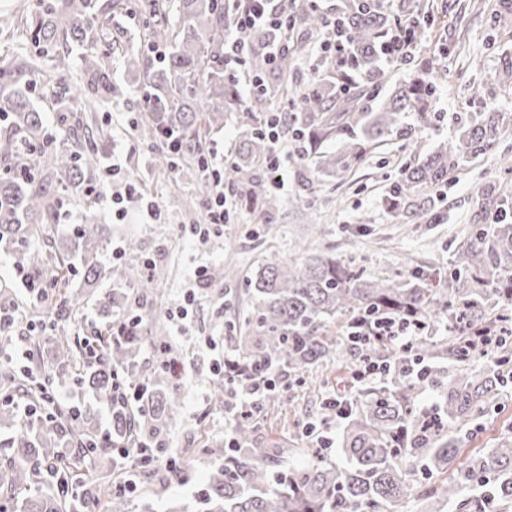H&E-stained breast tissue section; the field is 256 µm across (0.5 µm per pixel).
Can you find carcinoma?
<instances>
[{
  "label": "carcinoma",
  "instance_id": "carcinoma-1",
  "mask_svg": "<svg viewBox=\"0 0 512 512\" xmlns=\"http://www.w3.org/2000/svg\"><path fill=\"white\" fill-rule=\"evenodd\" d=\"M121 0H56L40 7L25 21L39 54L55 61L39 71L36 57L23 54L19 61L0 67V243L11 247L18 269L43 274L57 282L46 300L47 309L76 318L84 302L72 293L65 270L78 261L85 268L84 284L112 274L99 259L102 225L91 217L60 232L61 192L80 186L100 168L102 153L87 142L105 138V130L79 115L81 98L67 97L65 86L71 47H80L90 35L104 30ZM146 16L145 40L165 52L150 62L140 51L127 49L123 62L141 72L149 112L148 135H170L172 146L157 157V167L174 171L182 164L202 167L203 141L211 129L224 124V109L238 100L236 83L224 76V32L233 13L224 0H140ZM179 18L176 28L169 12ZM348 36L349 57L344 65L326 61L313 73L306 89L296 92L297 105L284 117L280 133L307 139V159L317 173L339 177L362 161L374 148L432 123L436 110L437 81L441 71L433 58L420 60L408 77L373 107L368 93L383 88L391 60L383 42L393 31L390 16L373 0H342L336 7ZM294 28L308 37L325 30L326 15L306 2L294 5ZM275 32L259 29L250 34L249 70L266 88L290 91L294 58L307 51L300 39L281 51L271 63L268 48ZM84 99L95 103L120 96L109 76L108 57L91 51L81 55ZM31 72L35 80L63 87L58 99V135L49 138L41 113L15 88L11 77ZM503 127L498 112H472L458 134L440 142L417 164L402 169L386 196L396 218L430 224L437 218L431 193L448 175L486 154L500 139ZM335 140L339 150H322ZM36 152L31 172L19 163ZM270 152L268 129L251 124L238 148L236 160L225 170L228 180L251 200L272 197L252 168ZM512 191L497 181H486L476 191L472 227L450 260L452 283L434 288L430 277L415 273L409 279L368 278L331 257L311 255L280 262L271 259L248 278L254 300L244 320L246 335L238 337L232 352L236 371L216 380L217 392L225 384H244L255 369L301 377L335 351L329 330L343 320L344 331L358 319L404 316L423 329L439 323L448 336L435 340L416 336L410 351L394 350L390 342L362 345L344 338L346 350L371 356L390 367L389 381L360 390L345 417L336 458L321 448H290L283 441L271 448L252 442L254 427L240 420L235 427L237 448L216 443L204 449L213 469L201 497V512H400L410 497L423 500L424 512H512V440L485 453L469 455L459 431L477 411L492 403L512 382V351H505L493 367L468 368L473 351L467 340L476 331L496 332L509 322L512 309ZM43 246L29 244L30 239ZM95 305L112 316L120 297L108 288L97 293ZM52 329L48 369L32 373L9 359L12 335L0 333V389L35 405L31 418L8 404L0 406V425L13 432L10 456L0 462V495L20 496L22 512H78L84 504L105 502L107 512H131L129 496L104 492L102 479L112 477L118 465L104 447L98 417L89 411L67 409L50 400L55 381L75 374L96 396L112 402V367L126 369L128 381L137 380L144 343H149L162 367L161 385L146 414H124L110 419L112 432L133 446L149 441L166 426L178 398L177 384L166 368L174 345L165 325L157 320L151 336H79L61 334L58 321L39 323ZM99 350L101 363H91L88 351ZM448 359L451 372L431 369L422 377L410 376V365L422 352ZM431 388L436 411L418 408L415 397ZM64 447H59V444ZM297 455L307 462L293 464ZM446 475L443 482H431ZM72 482L78 496L58 493V479Z\"/></svg>",
  "mask_w": 512,
  "mask_h": 512
}]
</instances>
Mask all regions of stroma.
<instances>
[{"mask_svg":"<svg viewBox=\"0 0 512 512\" xmlns=\"http://www.w3.org/2000/svg\"><path fill=\"white\" fill-rule=\"evenodd\" d=\"M501 10L502 0H403L402 6L390 7V14L398 16L402 25L417 27L412 57L434 56L448 69L437 91L440 120L372 150L340 179L315 175L304 162L305 144L285 141L289 154L285 186L276 190L275 205L268 208L234 197L231 223L218 227L202 245L185 238L182 228L203 214V182L192 172L165 173L154 167L153 157L162 144L141 133L144 100L134 75L121 62L127 47L147 48L139 39L144 20L138 0H124L123 10L113 13L108 37L94 40L91 47L99 52L112 50V79L122 85L124 95L97 105L89 118L107 131L100 149L115 167L113 189L132 183L138 193L124 202L126 218L116 217L104 204L91 211L105 227L102 260L111 265L113 274H120L128 261L124 250L133 240L139 245L141 261L152 263V288L141 290L133 280L124 285L127 305L142 316V331H149L152 315L167 314L182 302L187 289L195 291L191 324L181 332L172 325L167 328L185 376L179 403L160 435L164 448L178 459L183 479L168 481L161 465L141 473L138 490L131 497L132 512H166L173 500L195 502L208 483L212 464L204 450L212 442H228L236 423L235 416L216 400L209 367L223 364L234 346L235 328L250 307L242 280L258 264L316 254L336 258L370 278L405 277L420 270L445 283L451 280V255L471 229L478 185L500 180L512 186V174L499 166L500 154L512 152V85L497 78L505 62L512 61V28L499 22ZM294 106V100L284 94L261 102L241 93L238 104L226 110L223 125L211 131L205 149L232 159L247 122H263L269 113ZM247 108L252 118H245ZM491 108L503 116V133L488 155L449 175L437 194L436 223L406 224L393 218L383 200L401 168L454 135L456 112ZM173 194L183 197L186 211L166 208V199ZM149 198L163 207L160 221H152L145 211ZM116 249L121 252L117 258L112 255ZM199 265L230 268L238 279L194 286L192 274ZM4 288L16 302L15 332L27 337L44 311L29 303L21 272L0 248V290ZM355 365L353 356L332 357L302 380L283 385L278 398L253 418L258 440L288 439L296 447H307V440L298 436L299 425L316 419L321 405L349 384ZM507 436L512 437L511 387L502 390L496 406L473 416L466 447L492 448Z\"/></svg>","mask_w":512,"mask_h":512,"instance_id":"stroma-1","label":"stroma"}]
</instances>
